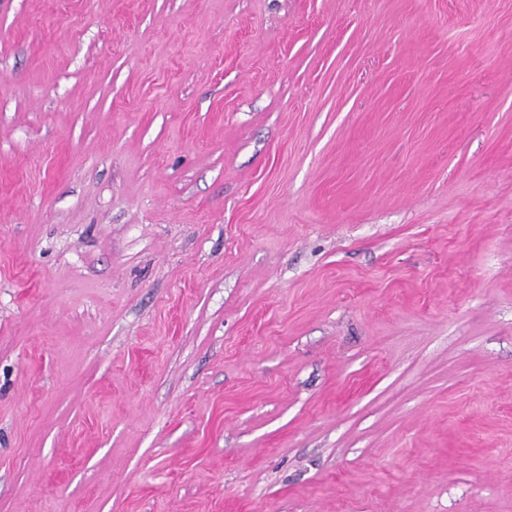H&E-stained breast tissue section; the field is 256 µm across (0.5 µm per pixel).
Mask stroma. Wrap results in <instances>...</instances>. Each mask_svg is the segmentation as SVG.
<instances>
[{"mask_svg":"<svg viewBox=\"0 0 512 512\" xmlns=\"http://www.w3.org/2000/svg\"><path fill=\"white\" fill-rule=\"evenodd\" d=\"M0 512H512V0H0Z\"/></svg>","mask_w":512,"mask_h":512,"instance_id":"35a3bbf8","label":"stroma"}]
</instances>
